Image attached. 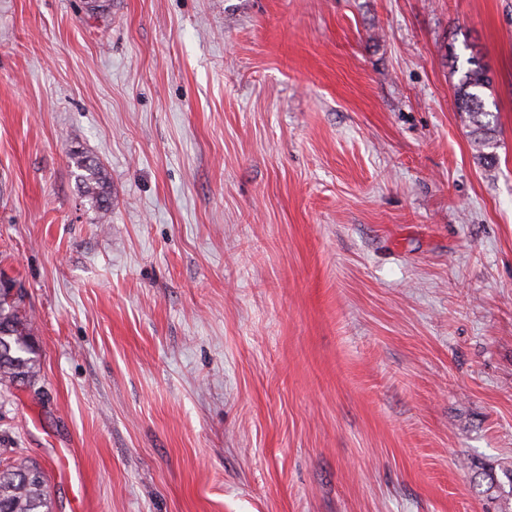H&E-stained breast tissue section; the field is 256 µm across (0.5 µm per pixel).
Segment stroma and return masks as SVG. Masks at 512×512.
<instances>
[{
    "label": "stroma",
    "instance_id": "35a3bbf8",
    "mask_svg": "<svg viewBox=\"0 0 512 512\" xmlns=\"http://www.w3.org/2000/svg\"><path fill=\"white\" fill-rule=\"evenodd\" d=\"M0 276L54 512H507L512 0H0ZM470 68L463 73L456 85V100L460 112L468 115L472 127L473 143L477 159L487 167L496 161L495 128L483 118L488 115L485 109V90L491 87L492 80L485 68L474 57L469 60ZM491 150V151H486ZM78 173L81 195L90 207L101 218H106L111 200V186L105 170L95 159L89 158L83 152L71 154ZM23 305L22 292L0 279V386L6 390L30 384L36 372L38 359Z\"/></svg>",
    "mask_w": 512,
    "mask_h": 512
}]
</instances>
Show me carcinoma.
<instances>
[{"label": "carcinoma", "mask_w": 512, "mask_h": 512, "mask_svg": "<svg viewBox=\"0 0 512 512\" xmlns=\"http://www.w3.org/2000/svg\"><path fill=\"white\" fill-rule=\"evenodd\" d=\"M456 85L458 109L468 115L477 159L491 167L496 161L495 128L484 120L485 90L492 80L475 59ZM78 170L81 195L100 217L110 208L111 186L99 162L82 152L71 154ZM24 295L9 281L0 279V386L29 384L35 376L37 354L27 316L22 313ZM0 512H53L47 476L34 460L0 464Z\"/></svg>", "instance_id": "cac0c4a2"}]
</instances>
